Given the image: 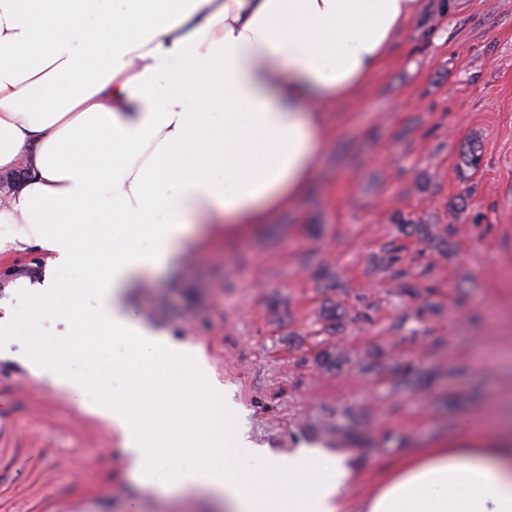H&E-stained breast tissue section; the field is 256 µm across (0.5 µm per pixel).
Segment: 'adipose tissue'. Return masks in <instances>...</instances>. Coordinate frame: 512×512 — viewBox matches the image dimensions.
<instances>
[{
    "label": "adipose tissue",
    "mask_w": 512,
    "mask_h": 512,
    "mask_svg": "<svg viewBox=\"0 0 512 512\" xmlns=\"http://www.w3.org/2000/svg\"><path fill=\"white\" fill-rule=\"evenodd\" d=\"M0 0V170L29 178L0 202V226L78 267L77 283L30 287L39 317L83 291L95 319L76 351L110 359L130 393L94 414L119 435L133 474L195 448L177 487L225 512H348L345 456L302 448L243 475L255 455L239 408L196 348L136 320L126 288L173 259L194 227L251 231L292 209L319 172L322 103L356 99L425 0ZM361 512H512V432L437 444L387 471Z\"/></svg>",
    "instance_id": "ef3b65f1"
}]
</instances>
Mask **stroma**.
I'll list each match as a JSON object with an SVG mask.
<instances>
[{
    "label": "stroma",
    "instance_id": "obj_1",
    "mask_svg": "<svg viewBox=\"0 0 512 512\" xmlns=\"http://www.w3.org/2000/svg\"><path fill=\"white\" fill-rule=\"evenodd\" d=\"M329 116L319 176L293 211L235 239L187 238L184 256L127 301L197 348L243 406L264 454L241 471L320 448L347 457L356 501L405 457L512 417V0L430 11ZM471 142L474 171L461 163ZM404 219L420 233L405 234ZM9 237L0 228V320L18 323L0 336V512H223L204 492L172 488L174 468L159 473L161 490L132 474L117 435L89 412L125 379L71 349L94 295L27 325L31 298L16 282H41L46 256L13 251ZM396 269L412 292H397ZM333 303L347 319L328 335ZM45 345L95 390L53 387L38 365ZM324 345L342 354L339 369L315 365ZM394 360L417 375L399 384Z\"/></svg>",
    "mask_w": 512,
    "mask_h": 512
}]
</instances>
